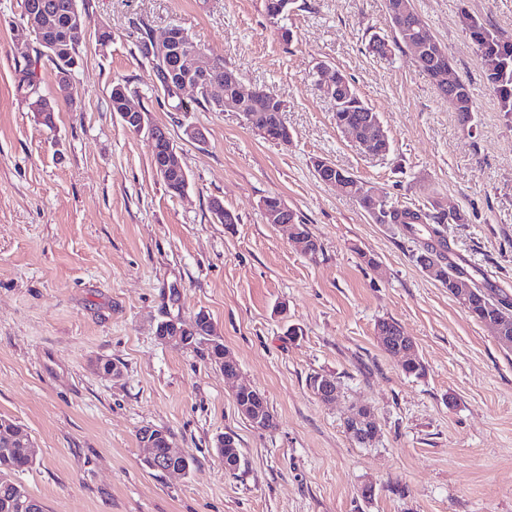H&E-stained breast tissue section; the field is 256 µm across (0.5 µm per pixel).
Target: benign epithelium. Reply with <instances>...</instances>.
<instances>
[{"label": "benign epithelium", "mask_w": 512, "mask_h": 512, "mask_svg": "<svg viewBox=\"0 0 512 512\" xmlns=\"http://www.w3.org/2000/svg\"><path fill=\"white\" fill-rule=\"evenodd\" d=\"M27 26L39 33H46L52 26V16L45 11H29L24 13ZM154 50L158 58L164 60H176L177 92L179 98H184L186 91L197 92L200 80L208 74L213 66V58L206 55L200 49L191 45V40L185 31L175 32L174 28H169L159 39H153ZM251 97L263 101L278 102L279 109H285L283 101L279 100L275 93L263 89L258 90L253 85H244L237 90V95H224V88L216 85L211 88V105L219 112L237 111L238 97ZM122 124L125 128L131 130H143L146 128V113L142 112L140 107L129 101L124 105L122 112L119 113ZM351 133L355 138V146L366 151L371 139L383 134L382 125L376 120H369L367 123L354 128ZM158 177L167 182L177 183L178 188L187 191L185 185L188 183V174L181 162L179 156L172 150L167 151L165 159L156 167ZM289 208L283 205L278 208H263V212L270 224H284L291 228V241L300 251L307 248V239L305 228L301 224H293L288 219ZM512 322V312L504 310L500 313L495 322L488 324L492 331L502 332L499 340L512 346V336H505L506 327ZM377 335L384 346L390 349V355L395 358L400 365H405L414 358L413 340L400 341L392 343L391 337L386 335V330L377 329ZM209 339V343L217 346V350L223 352V356L218 358V367L224 370V376L232 377L238 370L234 357L225 351L222 338L218 336L214 322L209 314L205 312L198 313L193 321L188 324H182L178 318H172L158 325L157 337L165 343L176 342L187 348L195 346V341L200 337ZM241 394L236 405L241 414L253 425L260 426L267 420V408L265 404L258 403L256 398L260 393L248 386L239 387ZM345 426L348 433L358 442H367L375 438L379 433L378 421L374 413L367 407L358 409L350 415ZM140 438L143 448L146 449L145 464L153 469L169 473L184 474L188 470L187 456L172 443L168 434L153 426H145L140 429Z\"/></svg>", "instance_id": "1"}]
</instances>
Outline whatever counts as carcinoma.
I'll return each instance as SVG.
<instances>
[{
	"instance_id": "obj_1",
	"label": "carcinoma",
	"mask_w": 512,
	"mask_h": 512,
	"mask_svg": "<svg viewBox=\"0 0 512 512\" xmlns=\"http://www.w3.org/2000/svg\"><path fill=\"white\" fill-rule=\"evenodd\" d=\"M31 2L35 7L39 5L47 7L56 17L55 33L64 50L48 57V60L53 65L57 78L62 80L70 71L73 59L80 58L79 47L85 34V29L69 26L66 21L75 7L81 13H86L84 0H31ZM398 4L399 0H385L392 36L375 34L370 39L372 53L380 58L391 56L402 44L410 48L414 44L425 41L428 36V30L421 26V20L415 11L401 13L396 9ZM465 26L469 39L476 49L488 85L499 101L501 111L512 112V39L472 17L466 18ZM138 50L141 59L153 68L156 81L162 86V94L172 103L174 111L190 112L195 107L204 108L209 112L214 111L208 98L203 94L189 104L172 95V89L169 88L171 74L155 57L151 32L147 30L141 32ZM17 92L26 102L41 96L34 71L26 68L19 72ZM331 92L339 97V102L332 112V120L340 130L347 126L362 124L370 112L375 116L378 115V112L374 111L361 97L350 80L339 71L336 72V84L332 86ZM137 95L139 92L125 83L114 84L110 96L112 111H119L126 97ZM444 99L448 100V107L457 113L462 124L469 123L474 105L468 84L461 80L457 81L448 88ZM241 109L249 113L247 126L264 139L270 141L275 136L290 134L288 126L283 121L282 113L276 106H256L245 100L241 102ZM344 175L345 179L341 184L345 187V192L361 198V207L365 212L384 206L387 223L400 226L404 232L414 237L422 228L427 231L429 238L423 243L416 256L417 264L422 267L431 258L439 262L442 269L437 281L447 287L450 294L456 287L455 280L468 281L476 289V294L471 296V302L467 307L468 312H478L482 315V319L486 320L495 318L500 309L512 308L511 295L499 293L477 282L464 266L448 255V247L438 225L450 222L464 223V215L460 210L456 209L450 213L438 209L426 211L399 206L390 200L383 205L371 197L361 196L360 182L348 171L344 172ZM17 426L16 421L0 417V512H20L18 501L23 497L31 498V494L16 479V475L31 468L36 462V455L31 449L14 440Z\"/></svg>"
}]
</instances>
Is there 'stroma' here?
Returning <instances> with one entry per match:
<instances>
[{
	"label": "stroma",
	"mask_w": 512,
	"mask_h": 512,
	"mask_svg": "<svg viewBox=\"0 0 512 512\" xmlns=\"http://www.w3.org/2000/svg\"><path fill=\"white\" fill-rule=\"evenodd\" d=\"M90 24L75 103L53 127L15 90L34 69L56 77L34 36L18 39L23 0H0V416L26 428L37 462L19 481L46 512H512V351L501 347L415 261L418 241L373 223L355 196L322 182L325 158L402 206L452 201L465 215L444 236L476 280L512 295V114L501 112L465 32L472 15L512 37V0H413L473 95L462 127L409 48L369 50L389 33L383 0H297L282 41L263 0H85ZM153 36L181 27L209 56L287 105L289 144L263 139L238 113L174 111L142 61ZM111 31L100 44L98 29ZM345 73L379 113L390 154L362 155L312 86L318 64ZM140 91L189 176L175 196L152 168L151 143L110 105L115 82ZM198 131V138L187 135ZM281 197L321 251L296 250L261 202ZM239 221H214L212 200ZM206 312L260 390L275 425L253 426L204 350L162 343L159 323ZM396 321L423 376L378 343ZM120 365L117 378L98 363ZM334 379L338 401L314 395ZM370 406L371 444L347 434ZM169 431L195 457L189 474L149 470L141 427ZM234 434L238 471L213 446ZM371 495H364V488Z\"/></svg>",
	"instance_id": "obj_1"
}]
</instances>
